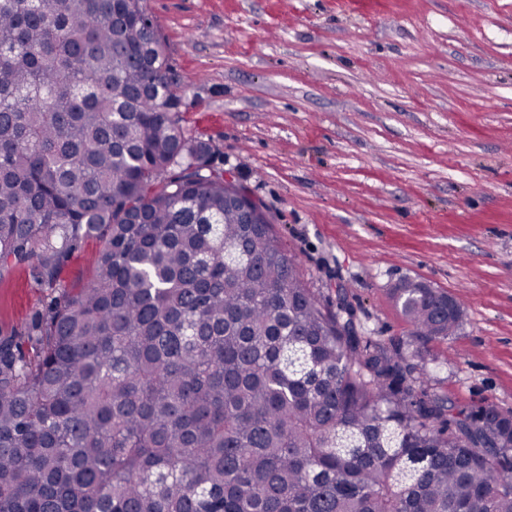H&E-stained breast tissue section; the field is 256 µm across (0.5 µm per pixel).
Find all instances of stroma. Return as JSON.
I'll use <instances>...</instances> for the list:
<instances>
[{
	"label": "stroma",
	"instance_id": "35a3bbf8",
	"mask_svg": "<svg viewBox=\"0 0 512 512\" xmlns=\"http://www.w3.org/2000/svg\"><path fill=\"white\" fill-rule=\"evenodd\" d=\"M186 135L264 207L309 288L345 299L429 388L512 411V0H146ZM409 276L464 310L414 342ZM46 289L0 278V333Z\"/></svg>",
	"mask_w": 512,
	"mask_h": 512
}]
</instances>
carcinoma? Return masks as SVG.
Masks as SVG:
<instances>
[{
  "label": "carcinoma",
  "instance_id": "carcinoma-1",
  "mask_svg": "<svg viewBox=\"0 0 512 512\" xmlns=\"http://www.w3.org/2000/svg\"><path fill=\"white\" fill-rule=\"evenodd\" d=\"M212 155L145 0H0V278L50 289L0 336V512H512V412L327 310ZM389 298L461 330L445 292ZM98 249L95 240H88L63 263L59 279L71 288H81L87 282L92 259Z\"/></svg>",
  "mask_w": 512,
  "mask_h": 512
}]
</instances>
